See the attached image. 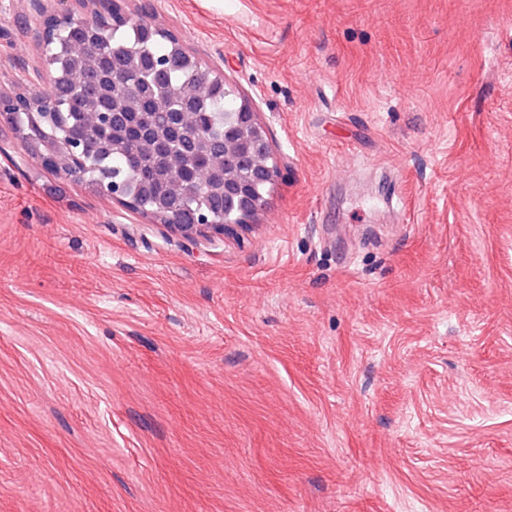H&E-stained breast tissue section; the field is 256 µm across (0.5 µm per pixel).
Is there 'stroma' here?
<instances>
[{
    "mask_svg": "<svg viewBox=\"0 0 512 512\" xmlns=\"http://www.w3.org/2000/svg\"><path fill=\"white\" fill-rule=\"evenodd\" d=\"M147 1L280 174L188 240L0 122V512H512V0Z\"/></svg>",
    "mask_w": 512,
    "mask_h": 512,
    "instance_id": "35a3bbf8",
    "label": "stroma"
}]
</instances>
